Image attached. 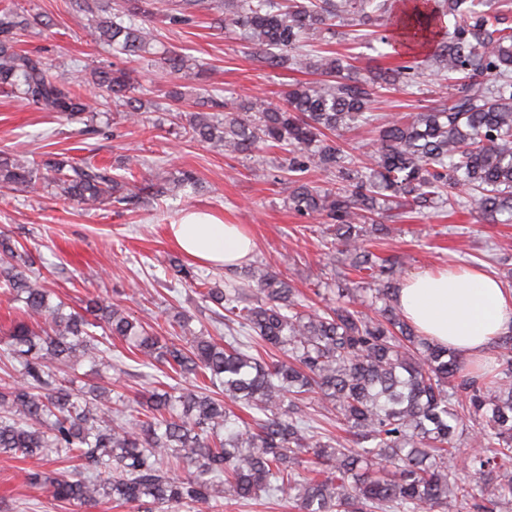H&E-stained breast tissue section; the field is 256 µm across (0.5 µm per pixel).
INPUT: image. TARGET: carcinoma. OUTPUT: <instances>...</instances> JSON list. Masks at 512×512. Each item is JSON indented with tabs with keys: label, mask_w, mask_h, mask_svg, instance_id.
Returning <instances> with one entry per match:
<instances>
[{
	"label": "carcinoma",
	"mask_w": 512,
	"mask_h": 512,
	"mask_svg": "<svg viewBox=\"0 0 512 512\" xmlns=\"http://www.w3.org/2000/svg\"><path fill=\"white\" fill-rule=\"evenodd\" d=\"M210 5L181 0L165 19L185 25ZM75 6L91 16L100 44L129 58L149 53L150 0ZM391 12L392 0H227L221 24L240 31L258 58L321 76L235 112L207 88L201 66L176 50L161 57L165 69L199 84L200 110L188 113L185 128L193 139L230 154L290 147L287 168L299 177L288 207L325 219L333 227L329 252L350 256L351 267L367 275L348 301L314 309L293 280L264 264L222 278H200L176 264L177 280L224 309V343L191 333L190 316L178 311L176 344L98 297L77 309L52 302L44 282L26 271L32 261L19 241L0 234V293L22 304L5 333L3 356L18 367L16 379L0 386V454H54L69 463L27 474L47 500L77 507L112 500L138 512L192 502L198 512H213L218 497L281 494L299 512H461L468 505L512 512V332L496 341L500 366L492 374L468 368L393 304V264L371 250L370 238L389 231L384 219L438 202L512 223V26L491 0H404L407 34L432 45L456 93L408 117L383 119L363 168L344 149L345 136L373 126L376 88L413 81L419 62L377 67L360 81L351 57L305 52L302 39L336 35V21L347 15L368 28ZM41 25V15L13 0L0 5L1 91L88 128L112 110L125 121L142 117L146 103L132 71L106 61L78 81L17 49L18 37ZM312 168L336 176L338 186L324 190L301 177ZM0 188L49 189L94 210H128L143 194L166 193L63 153H0ZM367 303L371 316L358 309ZM106 338L125 342L128 359L142 368L200 377L204 385L157 388L131 407L103 386L77 392L57 379L87 357L95 368H112L111 349L101 348ZM316 409L335 417L354 447L318 431ZM467 417L485 421L478 431L485 453L464 458L478 476L472 485L449 465L461 454L456 430Z\"/></svg>",
	"instance_id": "cac0c4a2"
}]
</instances>
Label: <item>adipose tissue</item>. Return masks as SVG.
<instances>
[{"label":"adipose tissue","mask_w":512,"mask_h":512,"mask_svg":"<svg viewBox=\"0 0 512 512\" xmlns=\"http://www.w3.org/2000/svg\"><path fill=\"white\" fill-rule=\"evenodd\" d=\"M168 233L184 254L207 267H236L255 246L242 225L200 211L183 213ZM397 299L421 335L486 369L493 365V342L512 330V292L479 270L418 272Z\"/></svg>","instance_id":"1"}]
</instances>
